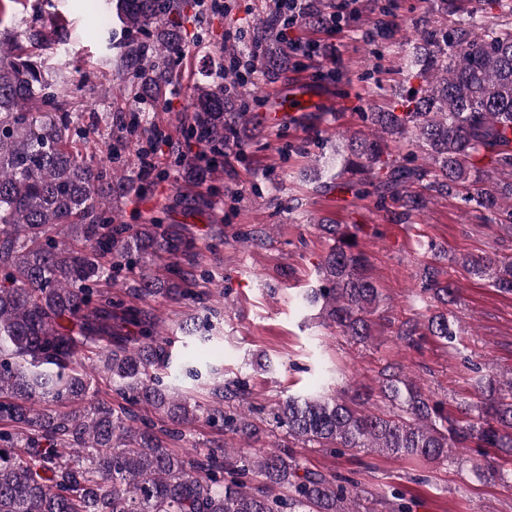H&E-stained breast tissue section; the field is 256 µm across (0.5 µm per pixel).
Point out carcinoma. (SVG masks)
I'll return each mask as SVG.
<instances>
[{"label":"carcinoma","instance_id":"1","mask_svg":"<svg viewBox=\"0 0 512 512\" xmlns=\"http://www.w3.org/2000/svg\"><path fill=\"white\" fill-rule=\"evenodd\" d=\"M189 0H112L128 33L147 41L119 45L115 79L141 112L122 125L138 143L155 147L142 114L174 83L175 63L186 46L180 19ZM442 18L420 33L405 63L419 88L384 112H364L369 132L349 139L341 171L354 178L336 188L356 201L375 196L394 224L413 218L441 197L457 198L479 220L512 234V21L472 17L450 28L445 19L462 0H433ZM266 43L264 71L288 66L280 34L259 26ZM29 49L0 41V512H356L358 483L305 467L299 448L334 453L367 448L396 458L444 463L453 448H492L474 465L480 478L512 484L499 463L512 457V377L480 375L482 401L467 404L463 418L392 366L382 372L387 407L333 396L290 395L270 411L285 431L283 443L253 455L249 448L194 447L184 453L169 442L176 428L155 430L132 410L146 404L187 427L199 414L249 442L263 429L256 411L236 410L247 383L218 392L204 409L168 382L172 340L146 309L103 288L149 256L187 253L195 241L168 232L161 219L116 224L112 196L128 188V160L112 151L109 165L92 167L69 149L76 129L64 97L51 82L39 51L44 31L28 35ZM198 87L187 137L208 153L177 154L174 165L203 179L216 170L225 146L238 138L248 105L238 99L234 69ZM402 111H397V108ZM392 140L411 148L394 157ZM333 241L318 264L320 286L304 304L357 343L373 336L383 298L367 274L358 225L318 224ZM434 262L420 276L426 312L396 332L409 345L433 338L458 349L461 326L450 307L459 290L441 278L447 254L430 245ZM462 264L487 285L512 294V258L498 253L466 257ZM159 278L142 273L137 297L188 294L194 282L178 265ZM126 402L116 409L92 390L97 363ZM391 512H413L397 490L378 493Z\"/></svg>","mask_w":512,"mask_h":512}]
</instances>
